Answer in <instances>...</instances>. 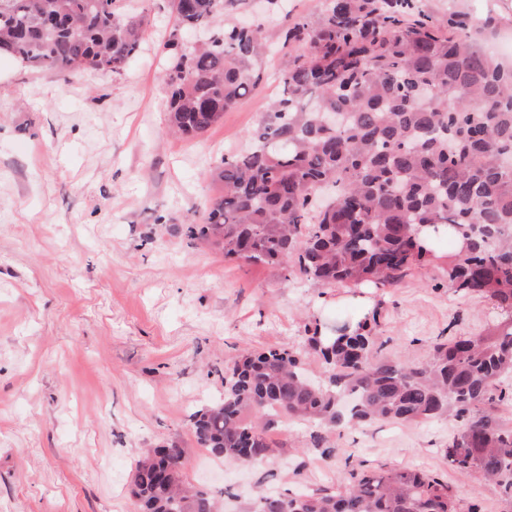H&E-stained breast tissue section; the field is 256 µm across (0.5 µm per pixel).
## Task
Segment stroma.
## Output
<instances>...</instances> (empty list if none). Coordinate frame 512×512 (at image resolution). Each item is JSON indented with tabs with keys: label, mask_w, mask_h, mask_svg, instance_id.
<instances>
[{
	"label": "stroma",
	"mask_w": 512,
	"mask_h": 512,
	"mask_svg": "<svg viewBox=\"0 0 512 512\" xmlns=\"http://www.w3.org/2000/svg\"><path fill=\"white\" fill-rule=\"evenodd\" d=\"M148 17L121 75L70 80L0 57V512H135L131 478L146 449H183L186 483L243 512L255 487L279 493L343 483L349 465L416 468L455 487L462 508L507 512L499 486L457 472L451 424L376 423L327 431L278 419L282 450L242 465L200 448L189 415L224 391L240 349L297 347L310 317L377 312L385 354L425 362L436 339L479 332L493 304L448 284V253L399 285L322 289L277 268L225 260L189 241L222 192L213 177L247 143L288 66L272 6L252 0L228 21L264 23L269 74L202 135L167 132L162 80L171 0H119ZM493 18L483 47L512 54V0H423Z\"/></svg>",
	"instance_id": "obj_1"
}]
</instances>
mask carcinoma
Returning <instances> with one entry per match:
<instances>
[{
  "instance_id": "cac0c4a2",
  "label": "carcinoma",
  "mask_w": 512,
  "mask_h": 512,
  "mask_svg": "<svg viewBox=\"0 0 512 512\" xmlns=\"http://www.w3.org/2000/svg\"><path fill=\"white\" fill-rule=\"evenodd\" d=\"M242 0H173L163 80L168 123L182 136L217 124L265 78L262 27L224 24L187 46ZM117 0H0V51L64 78L122 74L146 17ZM314 21L285 19L288 69L250 132L224 157L223 185L203 224L188 227L224 259L263 263L283 281L325 288H391L445 240L463 243L448 281L493 303L481 332L433 343L423 364L383 355L369 317L313 335L319 376L299 350L243 351L224 369V392L189 415L197 444L216 457L258 463L274 455L272 418L336 428L375 421L455 424L445 454L457 471L493 480L512 505V64L480 49L481 25L421 0H316ZM136 462L139 512H217L188 486L181 455ZM288 512H461L447 482L381 465L352 469L334 490L288 495Z\"/></svg>"
}]
</instances>
